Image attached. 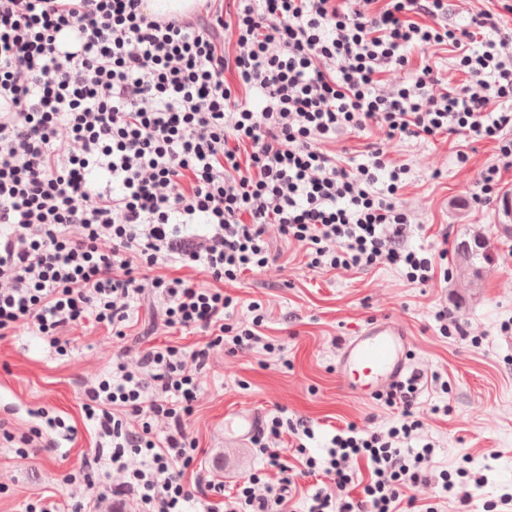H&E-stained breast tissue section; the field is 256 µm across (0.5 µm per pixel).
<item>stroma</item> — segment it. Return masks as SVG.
Masks as SVG:
<instances>
[{"label": "stroma", "instance_id": "1", "mask_svg": "<svg viewBox=\"0 0 512 512\" xmlns=\"http://www.w3.org/2000/svg\"><path fill=\"white\" fill-rule=\"evenodd\" d=\"M387 151L409 169L401 199L414 222L406 244L422 255L448 248L447 278L421 285L407 279L404 267L389 265L314 271L295 246L277 243L278 267L245 274L226 290L236 299L231 320H248L250 304L263 303L264 332L284 352L214 351L187 422L202 448L199 465L226 482L264 470L258 449L226 450L224 415L233 409L265 416L282 409L290 419L307 421L314 432L307 451L319 459L347 424L380 432L401 425V415L381 401L347 395L336 375L340 343L372 317L392 315L409 330L414 368L430 379L413 407L422 428L411 444L417 451L431 447L433 475L412 495L438 512H512L500 502L502 494H512V237L498 232L500 202L479 207L471 200L483 170L496 161L495 145L472 143L464 164L450 139L394 141ZM477 231L491 239L492 260L480 277H467L455 248ZM442 309L448 312L444 333L435 318ZM138 314L137 335L122 340L90 321L75 327L63 354L23 325L0 339V420L16 433L45 427L50 418L77 431L75 440H59L57 448L25 459L0 442V512H23L42 495L63 508L89 497L77 476L95 452L84 390L105 376L113 358L134 361L141 349L164 340L155 329L160 316L154 304L144 302ZM444 470L454 483L448 492L439 477Z\"/></svg>", "mask_w": 512, "mask_h": 512}]
</instances>
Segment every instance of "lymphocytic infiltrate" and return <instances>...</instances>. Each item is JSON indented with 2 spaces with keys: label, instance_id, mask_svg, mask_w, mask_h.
Instances as JSON below:
<instances>
[{
  "label": "lymphocytic infiltrate",
  "instance_id": "lymphocytic-infiltrate-1",
  "mask_svg": "<svg viewBox=\"0 0 512 512\" xmlns=\"http://www.w3.org/2000/svg\"><path fill=\"white\" fill-rule=\"evenodd\" d=\"M502 12L448 23V0H200L151 15L144 0H0V338L19 324L70 346L86 319L125 338L135 305L154 296L168 333L197 331L118 360L84 392L96 460L123 474L112 492L138 512H278L298 478L318 481L308 512H436L410 491L432 452L404 449L420 429L412 408L423 375L382 393L404 417L388 432L350 425L326 461L307 455L304 422L268 418L251 443L277 475L225 488L192 471L200 452L186 422L212 350L281 345L266 313L227 322L223 283L275 267L272 237L314 270L404 265L427 284L436 259L405 246L410 214L398 194L405 165L383 141L442 134L496 142L476 202L500 193L512 168V31ZM449 54L465 76L444 84L431 65L410 70L412 49ZM378 128L365 162L330 150L343 133ZM180 265L184 275L162 268ZM291 435L296 463L279 446ZM370 473L355 487L352 465Z\"/></svg>",
  "mask_w": 512,
  "mask_h": 512
}]
</instances>
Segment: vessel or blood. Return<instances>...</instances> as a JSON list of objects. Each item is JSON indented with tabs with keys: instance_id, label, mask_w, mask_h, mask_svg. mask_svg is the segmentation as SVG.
<instances>
[{
	"instance_id": "vessel-or-blood-1",
	"label": "vessel or blood",
	"mask_w": 512,
	"mask_h": 512,
	"mask_svg": "<svg viewBox=\"0 0 512 512\" xmlns=\"http://www.w3.org/2000/svg\"><path fill=\"white\" fill-rule=\"evenodd\" d=\"M410 344L409 333L401 320L389 315L371 318L339 347L337 372L344 390L367 400L402 381L411 369ZM259 422L255 412L239 410L225 414V445L241 447Z\"/></svg>"
}]
</instances>
